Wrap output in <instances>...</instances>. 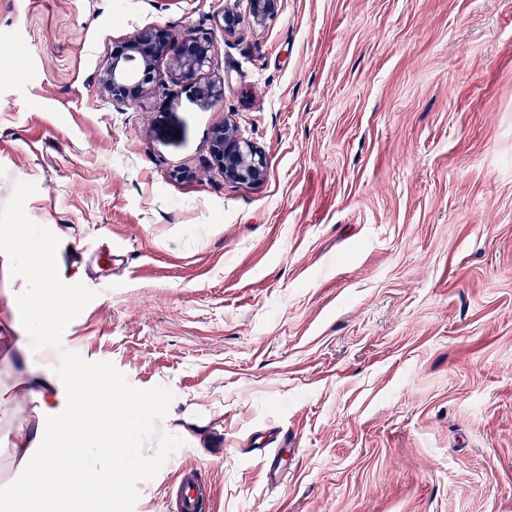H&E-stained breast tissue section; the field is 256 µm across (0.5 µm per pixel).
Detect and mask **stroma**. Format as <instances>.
<instances>
[{
    "label": "stroma",
    "instance_id": "1",
    "mask_svg": "<svg viewBox=\"0 0 512 512\" xmlns=\"http://www.w3.org/2000/svg\"><path fill=\"white\" fill-rule=\"evenodd\" d=\"M228 6L0 0V204L34 183L60 278L97 293L62 350L175 395L184 444L134 512H170L185 468L212 512H512V0H281L232 36ZM158 27L211 36L220 101L102 98L113 48ZM228 118L262 181L214 162ZM24 287L0 253V512L39 424L11 395L60 363Z\"/></svg>",
    "mask_w": 512,
    "mask_h": 512
}]
</instances>
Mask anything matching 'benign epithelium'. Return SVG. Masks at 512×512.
<instances>
[{"instance_id":"obj_1","label":"benign epithelium","mask_w":512,"mask_h":512,"mask_svg":"<svg viewBox=\"0 0 512 512\" xmlns=\"http://www.w3.org/2000/svg\"><path fill=\"white\" fill-rule=\"evenodd\" d=\"M280 0H249V19L256 25L272 16ZM244 22L235 9H224V34L233 35ZM212 44L207 34L192 33L181 40L172 38L165 28L141 31L115 49L100 71L101 94L117 105L135 102L147 85L160 87L166 78L175 76L193 89L196 100L209 105L223 96L222 87L201 82L200 75L211 62ZM166 62L167 70L160 68ZM211 154L224 179L233 183H257L265 175L266 161L251 141L239 136L234 123L226 120L215 130Z\"/></svg>"}]
</instances>
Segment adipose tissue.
<instances>
[{
  "instance_id": "adipose-tissue-1",
  "label": "adipose tissue",
  "mask_w": 512,
  "mask_h": 512,
  "mask_svg": "<svg viewBox=\"0 0 512 512\" xmlns=\"http://www.w3.org/2000/svg\"><path fill=\"white\" fill-rule=\"evenodd\" d=\"M90 370L77 366L66 378L46 375L49 394L40 397L39 416H54L61 424L53 436L42 432L19 436L9 457L17 470L28 472L27 491L14 495L17 512H76L79 489L90 487L98 500L112 491L106 478L127 469L131 453L112 445L105 421L113 411L131 416L146 403L138 395L118 396L89 382Z\"/></svg>"
}]
</instances>
